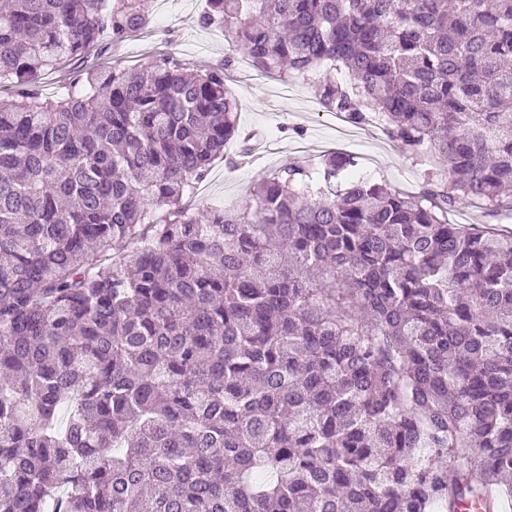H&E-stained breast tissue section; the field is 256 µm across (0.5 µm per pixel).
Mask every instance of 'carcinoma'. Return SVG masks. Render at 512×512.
<instances>
[{
    "mask_svg": "<svg viewBox=\"0 0 512 512\" xmlns=\"http://www.w3.org/2000/svg\"><path fill=\"white\" fill-rule=\"evenodd\" d=\"M151 2L0 0V512H501L512 230L448 206L512 187V0H207L254 68L322 71L324 109L432 170L407 194L334 151L203 219L230 59L35 89ZM74 64H69L56 71L43 74L38 81V89L42 97L57 99L66 96L70 90V74Z\"/></svg>",
    "mask_w": 512,
    "mask_h": 512,
    "instance_id": "cac0c4a2",
    "label": "carcinoma"
}]
</instances>
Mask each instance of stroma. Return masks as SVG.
Returning a JSON list of instances; mask_svg holds the SVG:
<instances>
[{"mask_svg": "<svg viewBox=\"0 0 512 512\" xmlns=\"http://www.w3.org/2000/svg\"><path fill=\"white\" fill-rule=\"evenodd\" d=\"M205 7L206 0H153L152 21L146 28L115 50L109 49L108 37H101L87 62L134 68L172 53L191 69L205 72L231 52L223 28L199 25L198 16ZM224 84L238 102L239 130L257 136L261 148L249 164L240 167L216 160L189 200L194 212L245 205L250 190L266 172L297 161L314 163L332 151L354 155L367 173L396 190L414 193L421 188L424 166L378 126L352 128L336 120L317 101L311 75L282 81L239 61L225 70Z\"/></svg>", "mask_w": 512, "mask_h": 512, "instance_id": "1", "label": "stroma"}]
</instances>
